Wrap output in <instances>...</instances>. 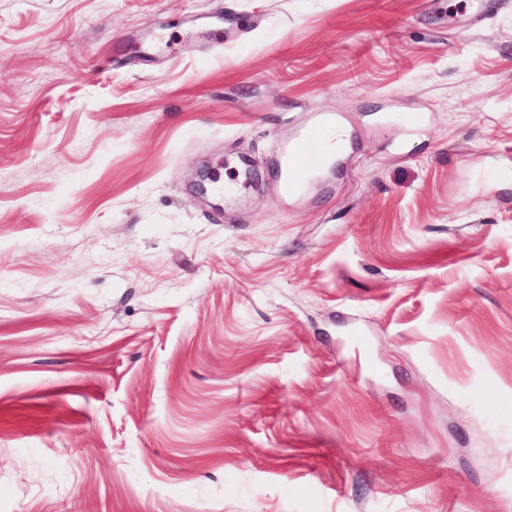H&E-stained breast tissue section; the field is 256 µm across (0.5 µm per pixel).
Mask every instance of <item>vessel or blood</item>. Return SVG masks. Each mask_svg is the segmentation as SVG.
Here are the masks:
<instances>
[{"instance_id":"vessel-or-blood-1","label":"vessel or blood","mask_w":512,"mask_h":512,"mask_svg":"<svg viewBox=\"0 0 512 512\" xmlns=\"http://www.w3.org/2000/svg\"><path fill=\"white\" fill-rule=\"evenodd\" d=\"M339 150L334 117L321 116L297 137L285 154L280 175L282 191L292 194L300 190Z\"/></svg>"}]
</instances>
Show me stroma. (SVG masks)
<instances>
[{
  "mask_svg": "<svg viewBox=\"0 0 512 512\" xmlns=\"http://www.w3.org/2000/svg\"><path fill=\"white\" fill-rule=\"evenodd\" d=\"M0 512H512V0H0ZM339 151L336 121L331 115H323L297 137L284 155L282 191L293 194L300 190Z\"/></svg>",
  "mask_w": 512,
  "mask_h": 512,
  "instance_id": "35a3bbf8",
  "label": "stroma"
}]
</instances>
